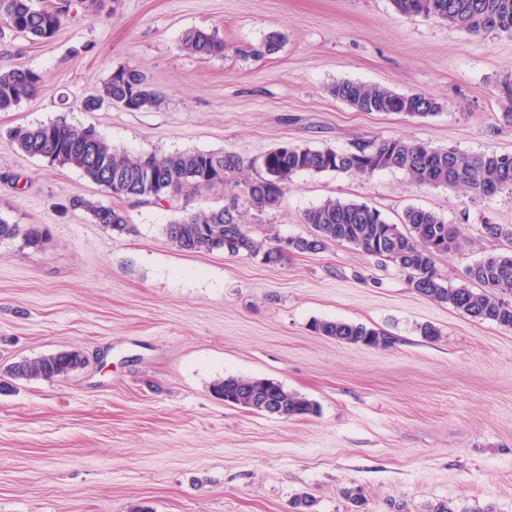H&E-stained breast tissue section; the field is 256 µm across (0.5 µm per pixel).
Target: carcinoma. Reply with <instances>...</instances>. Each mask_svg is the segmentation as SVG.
I'll return each instance as SVG.
<instances>
[{"mask_svg":"<svg viewBox=\"0 0 512 512\" xmlns=\"http://www.w3.org/2000/svg\"><path fill=\"white\" fill-rule=\"evenodd\" d=\"M403 16H423L447 23L472 35L512 37V0H391ZM68 17V8L43 0H0V26L32 41L47 42L56 37ZM181 48L199 57L224 56V39L218 30L191 29L181 37ZM43 77L28 68L0 70V112H6L31 98ZM502 112L499 122L512 127V75L498 82ZM335 99L358 112L402 113L409 117L435 114L440 104L421 92L398 93L380 84L343 80L329 88ZM164 96L135 66H121L83 100L87 111L111 104L128 112L158 109ZM13 144L29 156L51 165L80 170L93 184L112 197L141 201L165 196L188 197L201 189L228 188L226 202L218 209L186 211L166 225L164 234L179 251L258 258L264 264H278L290 253H317L330 243L345 242L362 253L388 260L408 272V282L419 294L479 321H492L512 329V225L485 218L482 233L503 242L504 251L486 257L465 271L467 283L447 284L436 267L441 256L459 252L466 239L460 228L438 213L419 207L404 210L397 224L387 221L375 208L364 203L328 199L306 210L303 223L311 225L308 237L288 238V249L279 247L281 238L253 234L247 214L276 208L294 181L304 171L341 172L370 176L384 169L402 171L419 186L462 189L479 198L512 194V153L468 154L455 148L435 147L423 140L403 138L359 139L346 151L310 146L279 145L265 155L266 169L255 180L239 181L235 175L259 167L260 160L246 161L232 151H186L168 154L130 155L121 151L93 126L74 125L64 119L39 125H18L9 131ZM152 165L157 185L143 195L146 165ZM73 207L83 208L92 222L118 234L135 232L126 211L117 205L75 198ZM22 237L29 249L39 250L42 231L22 228L0 218V241ZM313 333L365 347L387 343L381 331L344 321H314ZM87 358L78 351H62L16 363L7 375L22 379L52 380L84 366ZM212 392L224 404L247 407L257 412L276 410L283 418H303L318 413V405L287 391L272 379L226 377L212 385Z\"/></svg>","mask_w":512,"mask_h":512,"instance_id":"carcinoma-1","label":"carcinoma"}]
</instances>
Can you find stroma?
<instances>
[{"label":"stroma","mask_w":512,"mask_h":512,"mask_svg":"<svg viewBox=\"0 0 512 512\" xmlns=\"http://www.w3.org/2000/svg\"><path fill=\"white\" fill-rule=\"evenodd\" d=\"M218 30L223 56L183 52L186 30ZM281 48L252 56L271 32ZM123 65L165 97L161 109L84 110ZM43 77L38 94L0 112V218L39 227L40 251L0 241V512H512V329L418 294L407 272L347 243L276 265L223 252L184 253L163 233L183 209L225 203L216 186L160 204L121 200L135 224L119 235L71 201L111 203L71 167L10 142L18 125H92L131 154L233 151L256 159L288 142L344 150L358 138L402 137L469 154L512 152L498 80L512 37H478L390 0H71L50 43L0 28V68ZM354 80L437 99L411 118L358 112L333 98ZM329 198L363 202L392 223L407 207L458 225L469 245L442 256L452 285L501 244L512 196L477 198L370 176L298 174L275 209L250 213L257 234H311L304 212ZM342 320L383 331L385 348L311 332ZM440 330L432 341L420 333ZM80 351L85 367L52 381L14 380L13 363ZM272 379L315 401L286 419L225 405L228 377Z\"/></svg>","instance_id":"stroma-1"}]
</instances>
